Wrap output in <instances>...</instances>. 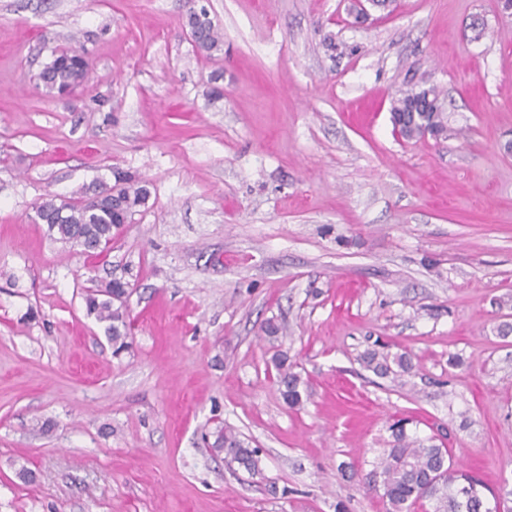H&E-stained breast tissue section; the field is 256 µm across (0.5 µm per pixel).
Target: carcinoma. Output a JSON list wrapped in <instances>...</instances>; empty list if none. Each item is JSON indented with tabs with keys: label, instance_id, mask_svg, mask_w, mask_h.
<instances>
[{
	"label": "carcinoma",
	"instance_id": "carcinoma-1",
	"mask_svg": "<svg viewBox=\"0 0 512 512\" xmlns=\"http://www.w3.org/2000/svg\"><path fill=\"white\" fill-rule=\"evenodd\" d=\"M187 23L204 33V52L220 50L221 38L208 16L190 17ZM88 78L89 63L74 51L54 55L38 74V81L49 96L80 87ZM440 102V95L433 88L403 92L392 107L394 114L405 113L398 133L408 139L420 136L427 122L443 130ZM113 177L115 192L102 196L92 206L85 205L82 199L49 198L41 202L37 211L45 218L48 235L85 253L98 252L102 244L112 245L124 224L132 220L136 208L145 205L150 196L146 185L125 172L115 170ZM128 296L126 285L118 280L85 295L87 313L106 324L115 355L128 348ZM273 363L277 370L275 384L283 403L292 409L303 405L306 390L301 374L283 353L276 355ZM360 363L379 377L397 379L415 374V365L406 352L381 354L368 349L360 356ZM210 438L211 448L224 454L228 468H239L251 476L260 473V450L249 447L233 428L218 424L205 435V439ZM360 483L382 499L385 512H411L426 501L433 512H501V498H494V505H489L482 481L456 464L448 449L435 444L432 437L421 439L408 434L398 423L392 426L391 440L372 462V469L361 475Z\"/></svg>",
	"mask_w": 512,
	"mask_h": 512
}]
</instances>
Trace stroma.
Masks as SVG:
<instances>
[{"instance_id":"obj_1","label":"stroma","mask_w":512,"mask_h":512,"mask_svg":"<svg viewBox=\"0 0 512 512\" xmlns=\"http://www.w3.org/2000/svg\"><path fill=\"white\" fill-rule=\"evenodd\" d=\"M199 2L209 55L189 0H0V512H384L358 476L398 419L512 492V15ZM65 50L90 82L51 97L37 75ZM432 87L443 135L399 137L394 101ZM116 169L150 197L107 257L34 223ZM113 279L118 356L84 302ZM377 342L414 377L363 368ZM280 352L308 386L297 409ZM217 419L260 475L205 444ZM186 23L192 27H196L204 33L206 46L203 52L211 54L214 51L220 50L221 38L215 30L212 21L207 15H201L197 17L186 18ZM195 29H189V37L195 47L202 51L204 46V39L201 32ZM273 363L277 370L275 384L283 403L292 409L300 407L306 397L305 383L301 374L295 371L293 364L288 363L286 354L276 355Z\"/></svg>"}]
</instances>
